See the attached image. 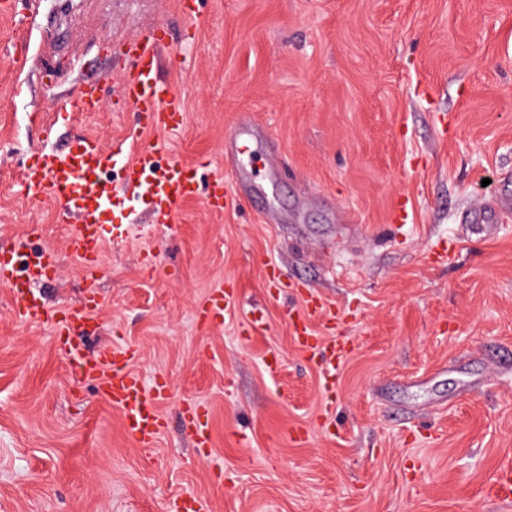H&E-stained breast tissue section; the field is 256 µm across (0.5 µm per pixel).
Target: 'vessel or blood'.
Returning a JSON list of instances; mask_svg holds the SVG:
<instances>
[{
  "label": "vessel or blood",
  "mask_w": 512,
  "mask_h": 512,
  "mask_svg": "<svg viewBox=\"0 0 512 512\" xmlns=\"http://www.w3.org/2000/svg\"><path fill=\"white\" fill-rule=\"evenodd\" d=\"M169 34L159 27L130 43L127 52L134 59L132 70L121 80L124 99L137 111V124L142 128L174 130L185 121L182 100L175 89L158 77L160 50ZM103 104V82L98 78L83 81L69 101L71 111L97 112ZM159 147L142 144L130 135L128 145L108 149L95 137L74 142L65 152H39L22 171L25 195L33 201L50 197L58 206L60 221L70 222L69 249L80 257L90 272L87 287H94L101 265L100 247L105 235L124 237L123 230L109 225V210L119 207L104 179L107 172L118 169L125 183L133 187L137 198L149 209L156 226L171 230L183 203L194 196L198 184L193 169L177 163H162ZM56 256L45 251L32 260H24L18 252L0 250V284L10 288L21 306L23 320L50 324L57 336L69 335L81 311L65 306L45 307L34 289L40 282L53 278ZM231 290L216 287L199 309L202 322L217 325L224 318V304ZM317 305H309L306 315L293 318L296 342L303 351L315 350L320 340L313 336L308 317ZM135 352L103 349L95 359L81 362L79 373L85 380L97 383L101 395L121 411L129 436L140 446H152L164 428L158 410L163 387H145L130 369Z\"/></svg>",
  "instance_id": "obj_1"
}]
</instances>
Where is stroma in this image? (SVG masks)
Here are the masks:
<instances>
[{"label":"stroma","instance_id":"obj_1","mask_svg":"<svg viewBox=\"0 0 512 512\" xmlns=\"http://www.w3.org/2000/svg\"><path fill=\"white\" fill-rule=\"evenodd\" d=\"M195 8L21 0L18 21L0 18V246L54 252L41 292L85 308L75 340L134 349L144 384L167 382L165 428L139 447L53 329L24 322L0 286V512H167L178 496L202 512H512L493 492L512 465V0ZM160 25L159 76L186 121L140 141L198 166L201 193L167 232L128 199L131 232L104 241L89 308L68 225L53 201L26 198L19 173L80 136L127 139L126 44ZM90 77L105 81L102 110L56 121ZM243 123L255 160L273 162L250 171L266 195L231 190L216 214L202 192L231 178L224 147ZM479 204L501 210L494 232L465 224ZM274 269L297 289L270 288ZM220 284L234 291L224 320L201 326ZM311 296L322 347L306 352L290 319ZM190 400L209 412L203 453Z\"/></svg>","mask_w":512,"mask_h":512}]
</instances>
